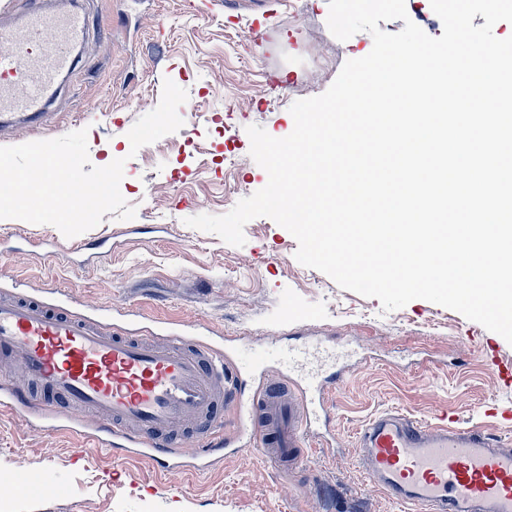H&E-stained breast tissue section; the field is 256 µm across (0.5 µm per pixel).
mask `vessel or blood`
Segmentation results:
<instances>
[{
	"instance_id": "b4317fda",
	"label": "vessel or blood",
	"mask_w": 512,
	"mask_h": 512,
	"mask_svg": "<svg viewBox=\"0 0 512 512\" xmlns=\"http://www.w3.org/2000/svg\"><path fill=\"white\" fill-rule=\"evenodd\" d=\"M88 26L84 13L31 8L22 27L0 26V123L38 128L57 84L77 61ZM332 341L269 339L247 365L229 367L223 349L179 330L146 334L119 325L63 293L0 294V358L26 388L0 393V408L82 428L113 458L136 457L160 472L205 470L223 461L213 414L239 405L248 434L278 462H303L339 358ZM257 380L252 394L243 376ZM210 434L201 446L202 434ZM359 467L393 500L419 512H512V439L444 417L424 424L399 412L370 419L359 436Z\"/></svg>"
}]
</instances>
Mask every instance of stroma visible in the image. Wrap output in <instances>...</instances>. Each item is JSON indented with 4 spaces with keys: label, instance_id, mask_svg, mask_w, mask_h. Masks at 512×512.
Returning <instances> with one entry per match:
<instances>
[{
    "label": "stroma",
    "instance_id": "1",
    "mask_svg": "<svg viewBox=\"0 0 512 512\" xmlns=\"http://www.w3.org/2000/svg\"><path fill=\"white\" fill-rule=\"evenodd\" d=\"M88 29L75 71L60 84L41 128L0 127V146L87 129L89 160L124 159L120 192L136 216L105 214L67 238L54 226L0 219V284L55 288L84 304L139 312L143 325L204 324L235 363L267 337L350 335V375L329 396V419L306 469L275 465L245 434L235 405L222 411L232 450L221 466L160 475L139 461H74L87 439L0 410V477L8 512H412L358 468L360 427L399 409L421 422L451 413L465 425L512 436V384L488 362L512 361V345L456 311L416 299L383 311L378 299L340 288L300 264L298 244L267 217L249 221L235 247L185 225L222 215L265 187L248 126L289 135L296 100L325 92L347 60L373 47L327 27L329 0H77ZM260 28L258 42L249 39ZM188 93L183 126L132 150L134 123L159 103L164 79ZM44 473L59 487L31 493Z\"/></svg>",
    "mask_w": 512,
    "mask_h": 512
}]
</instances>
